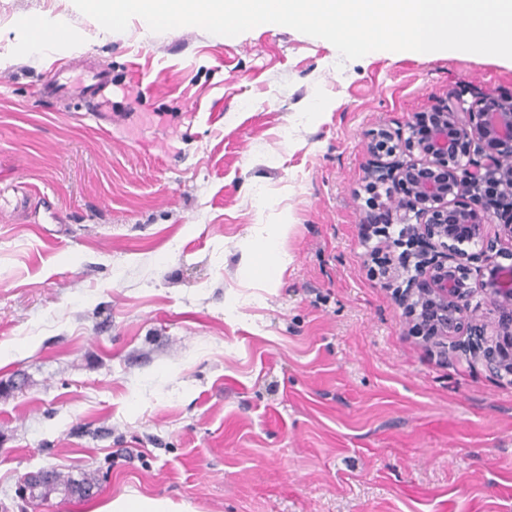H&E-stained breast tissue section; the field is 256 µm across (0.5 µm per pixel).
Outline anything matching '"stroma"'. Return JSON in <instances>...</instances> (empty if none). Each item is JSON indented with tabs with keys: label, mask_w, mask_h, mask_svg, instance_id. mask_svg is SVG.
<instances>
[{
	"label": "stroma",
	"mask_w": 512,
	"mask_h": 512,
	"mask_svg": "<svg viewBox=\"0 0 512 512\" xmlns=\"http://www.w3.org/2000/svg\"><path fill=\"white\" fill-rule=\"evenodd\" d=\"M59 66L111 108L46 98ZM505 96L492 55L0 0V512H512V385L411 334L364 236L377 133ZM93 83L88 86H78L76 90L79 94H89V109L90 112H98L106 106L110 101L108 96V88L111 80L106 71H101L93 76ZM290 225L271 224L267 235L255 247L254 255H251V261H265L270 257H275L278 268L285 267L290 262L286 253L282 252L281 246L286 239ZM190 506L169 499L131 497L121 495L112 498L102 506L90 509V512H189Z\"/></svg>",
	"instance_id": "35a3bbf8"
}]
</instances>
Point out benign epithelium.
I'll use <instances>...</instances> for the list:
<instances>
[{
  "instance_id": "1",
  "label": "benign epithelium",
  "mask_w": 512,
  "mask_h": 512,
  "mask_svg": "<svg viewBox=\"0 0 512 512\" xmlns=\"http://www.w3.org/2000/svg\"><path fill=\"white\" fill-rule=\"evenodd\" d=\"M494 139L506 150L495 154L486 149ZM416 147L433 167H446L453 181L416 178L412 168L401 165L374 167L369 172L377 184H413L411 201L388 196L384 208L390 219L403 225L399 237L391 239L388 225L375 226L384 237L380 248L402 249L398 264L415 260L414 274L400 280L397 268L386 278L397 283L394 293L411 324L418 325L419 338L438 349L440 357L455 356L473 368L482 366L490 375L512 385V347L502 350L504 340L512 342V266H501L487 251L470 252L467 246L485 238V226L498 218L497 243L512 255V101L498 112H484L478 104L459 102L447 108L443 121L426 141ZM495 181L502 202L494 211H465L458 224H444L440 213L447 210L449 197L466 190L479 194L481 185ZM419 220L409 223L410 216ZM474 261L481 263L475 282H470ZM481 291L495 313L491 336L481 331L463 343L467 302Z\"/></svg>"
}]
</instances>
